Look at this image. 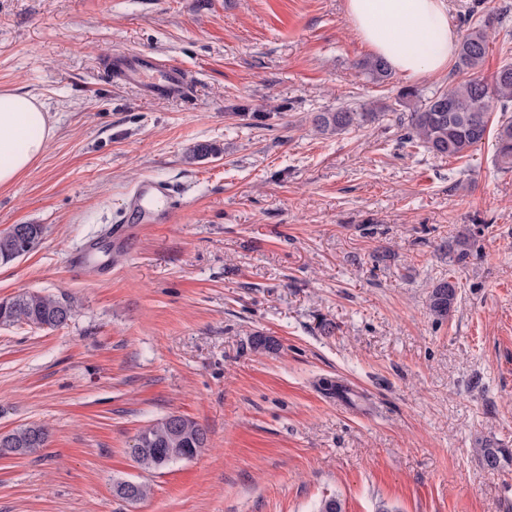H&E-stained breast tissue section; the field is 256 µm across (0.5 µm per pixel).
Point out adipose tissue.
Wrapping results in <instances>:
<instances>
[{
	"label": "adipose tissue",
	"mask_w": 512,
	"mask_h": 512,
	"mask_svg": "<svg viewBox=\"0 0 512 512\" xmlns=\"http://www.w3.org/2000/svg\"><path fill=\"white\" fill-rule=\"evenodd\" d=\"M345 11L357 35L403 75H439L455 54L458 34L447 0H346ZM56 131L36 95L0 91V188L42 156Z\"/></svg>",
	"instance_id": "ef3b65f1"
}]
</instances>
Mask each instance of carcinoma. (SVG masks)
Instances as JSON below:
<instances>
[{"label":"carcinoma","mask_w":512,"mask_h":512,"mask_svg":"<svg viewBox=\"0 0 512 512\" xmlns=\"http://www.w3.org/2000/svg\"><path fill=\"white\" fill-rule=\"evenodd\" d=\"M488 20H470L456 52L455 70L469 74V78L446 90L423 96L415 89H405L398 95V103L409 109L400 118L404 139L427 152L440 157L462 158L489 137L495 140V160L503 171H512V62L501 65L491 78L482 75L489 49ZM357 67L372 82L382 84L391 76L384 58L371 56L357 63ZM499 105L501 111L495 132H490V109ZM386 116L373 108L356 112L339 107L334 112H319L314 117L318 131L338 135L353 127L373 123ZM18 243L5 231L0 233V264L15 260ZM458 286L451 280L434 286L430 295V311L444 318L452 309ZM73 315L71 303L63 296L21 292L0 301V325L26 324L36 328L54 329L67 324ZM48 431L40 425H28L0 434V455L29 456L43 448ZM205 430L194 420L184 416L168 415L143 429L135 440L132 453L144 470H159L170 464L194 458L206 444ZM482 465L489 471H498L512 461V451L489 443L480 449ZM115 495L129 502L148 496L150 486L143 482L130 484L119 481Z\"/></svg>","instance_id":"1"}]
</instances>
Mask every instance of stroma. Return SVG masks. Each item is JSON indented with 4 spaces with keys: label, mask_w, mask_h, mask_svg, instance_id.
I'll list each match as a JSON object with an SVG mask.
<instances>
[{
    "label": "stroma",
    "mask_w": 512,
    "mask_h": 512,
    "mask_svg": "<svg viewBox=\"0 0 512 512\" xmlns=\"http://www.w3.org/2000/svg\"><path fill=\"white\" fill-rule=\"evenodd\" d=\"M344 6L0 0V89L36 94L57 126L0 189V231L45 227L0 265V299L74 307L59 329L0 326V433L49 432L0 457V512H318L330 496L343 512H512V463L491 473L479 455L512 449V172L489 143L461 159L402 144L389 119L316 131L315 113L456 82L367 81ZM506 8L448 0L457 32L490 20L487 76L512 61ZM144 54L183 68L186 94L145 96L109 63ZM197 143L218 152L187 160ZM144 179L175 187L171 220L132 225L108 276L73 271ZM448 279L439 320L430 294ZM170 414L207 446L144 471L134 439ZM122 480L151 492L121 500ZM458 294L456 282L451 280L441 281L434 286L430 295V311L439 318L448 316L452 309ZM48 431L40 425L17 428L7 435L0 434V455L29 456L44 448Z\"/></svg>",
    "instance_id": "1"
}]
</instances>
